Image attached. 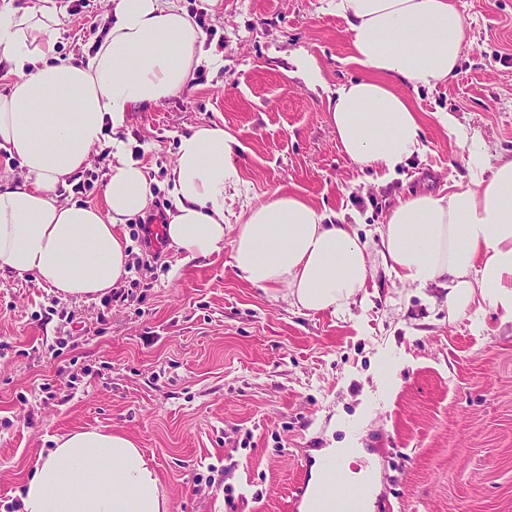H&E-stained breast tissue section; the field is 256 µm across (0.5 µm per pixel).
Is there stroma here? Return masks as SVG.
<instances>
[{"mask_svg":"<svg viewBox=\"0 0 512 512\" xmlns=\"http://www.w3.org/2000/svg\"><path fill=\"white\" fill-rule=\"evenodd\" d=\"M467 25L456 76L406 88L428 150L381 183L340 150L327 94L364 71L349 60L345 20L323 0H179L203 14L220 70L181 96L129 112L122 131L155 199L179 135L217 123L236 135L239 192L225 213L296 194L375 230L399 199L444 192L467 175L441 113L512 157V0H455ZM58 54L85 60L92 23L112 0L79 15L59 6ZM317 58L325 88L293 76ZM131 241L132 297H59L0 271V512L39 453L63 434L120 431L154 465L170 512H294L314 453L361 448L380 473L391 512H512V320L485 310L449 319L436 286L376 271L342 313L292 307L285 288L238 277L230 248L184 261L164 248L146 263ZM215 478L219 489L206 484Z\"/></svg>","mask_w":512,"mask_h":512,"instance_id":"obj_1","label":"stroma"}]
</instances>
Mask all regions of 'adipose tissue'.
Here are the masks:
<instances>
[{"label":"adipose tissue","instance_id":"adipose-tissue-1","mask_svg":"<svg viewBox=\"0 0 512 512\" xmlns=\"http://www.w3.org/2000/svg\"><path fill=\"white\" fill-rule=\"evenodd\" d=\"M325 3L348 25L351 62L367 71L328 98L336 138L350 161L387 181L427 150L421 120L395 85L433 88L453 78L465 18L453 0ZM57 25L44 2L21 11L0 0V58L14 76L0 94V150L22 167L0 186V268L90 300L127 275L129 242L118 227L154 200L153 179L120 135L127 112L180 95L201 63L216 70L224 60L204 54L205 33L176 0H112V25L80 64L57 56ZM440 120L467 151L468 180L444 195L399 200L372 240L344 214L295 195L251 205L240 223H226V192L242 182V144L220 125H200L180 136L168 172L164 237L190 259L230 246L240 277L287 288L291 304L309 312L344 311L380 268L442 289L449 319L488 308L512 318V158L492 160L478 133L451 114ZM104 146V208L60 202L59 186ZM19 497L20 512H168L155 468L121 432L57 438Z\"/></svg>","mask_w":512,"mask_h":512}]
</instances>
